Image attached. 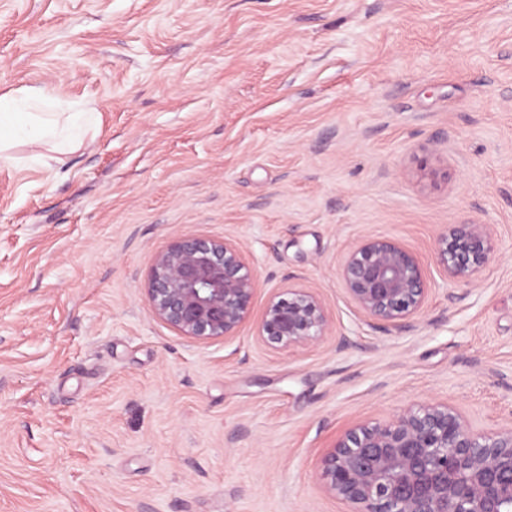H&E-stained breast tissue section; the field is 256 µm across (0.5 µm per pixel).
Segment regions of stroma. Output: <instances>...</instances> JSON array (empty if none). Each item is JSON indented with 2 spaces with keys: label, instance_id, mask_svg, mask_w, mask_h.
<instances>
[{
  "label": "stroma",
  "instance_id": "obj_1",
  "mask_svg": "<svg viewBox=\"0 0 512 512\" xmlns=\"http://www.w3.org/2000/svg\"><path fill=\"white\" fill-rule=\"evenodd\" d=\"M93 105V142L0 163V512H350L316 476L360 423L428 401L512 423V0H0V93ZM487 225L467 285L446 225ZM242 247L226 340L155 317L157 252ZM370 237L419 257L421 315L373 328L341 283ZM317 296L309 346L257 335ZM494 243L484 224H449L436 242L435 258L448 279L468 283L490 261ZM327 326L320 300L308 291L290 288L269 302L258 324V336L271 348H299L323 336Z\"/></svg>",
  "mask_w": 512,
  "mask_h": 512
}]
</instances>
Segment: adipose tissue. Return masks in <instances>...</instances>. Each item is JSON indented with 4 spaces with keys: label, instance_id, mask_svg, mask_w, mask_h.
Masks as SVG:
<instances>
[{
    "label": "adipose tissue",
    "instance_id": "ef3b65f1",
    "mask_svg": "<svg viewBox=\"0 0 512 512\" xmlns=\"http://www.w3.org/2000/svg\"><path fill=\"white\" fill-rule=\"evenodd\" d=\"M93 106L67 101L63 94L46 95L23 86L0 93V162H13L19 144L63 154L84 146Z\"/></svg>",
    "mask_w": 512,
    "mask_h": 512
}]
</instances>
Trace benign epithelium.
Returning a JSON list of instances; mask_svg holds the SVG:
<instances>
[{
	"mask_svg": "<svg viewBox=\"0 0 512 512\" xmlns=\"http://www.w3.org/2000/svg\"><path fill=\"white\" fill-rule=\"evenodd\" d=\"M493 253L484 224H450L435 246L438 266L463 284ZM341 278L381 327L419 315L427 296L418 256L390 239L368 238L352 249ZM256 290L257 274L239 246L196 236L158 252L147 281L155 316L197 341L234 335L251 315ZM327 326L320 300L290 288L269 302L258 336L271 348H299ZM319 478L353 512H512V427L475 432L444 403L410 405L338 438L321 459Z\"/></svg>",
	"mask_w": 512,
	"mask_h": 512,
	"instance_id": "benign-epithelium-1",
	"label": "benign epithelium"
}]
</instances>
